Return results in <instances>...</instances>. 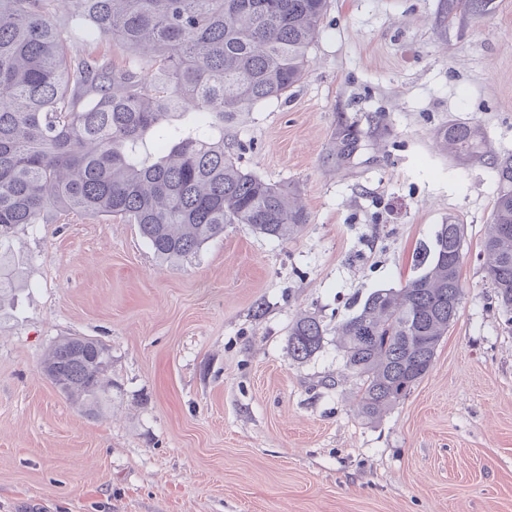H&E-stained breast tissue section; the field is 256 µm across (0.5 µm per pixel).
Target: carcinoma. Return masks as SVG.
<instances>
[{
  "mask_svg": "<svg viewBox=\"0 0 512 512\" xmlns=\"http://www.w3.org/2000/svg\"><path fill=\"white\" fill-rule=\"evenodd\" d=\"M327 0H0V300L15 287L19 229L68 212L138 227L154 255L185 259L246 224L287 241L307 222L287 192L243 169L224 145V119L288 97L304 79ZM112 42L121 54L88 47ZM497 182L482 241L485 278L512 324V154L484 149L475 125L441 134ZM154 146V156L145 153ZM353 132L334 150L348 160ZM465 225L440 224L421 271L370 292L336 324L342 372L360 382L358 414L374 421L432 366L457 318ZM311 314L288 331L306 362L326 343ZM111 349L64 336L42 368L90 416L112 399Z\"/></svg>",
  "mask_w": 512,
  "mask_h": 512,
  "instance_id": "cac0c4a2",
  "label": "carcinoma"
}]
</instances>
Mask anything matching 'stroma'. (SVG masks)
Listing matches in <instances>:
<instances>
[{"label":"stroma","instance_id":"stroma-1","mask_svg":"<svg viewBox=\"0 0 512 512\" xmlns=\"http://www.w3.org/2000/svg\"><path fill=\"white\" fill-rule=\"evenodd\" d=\"M304 81L224 123L239 162L299 195L274 241L244 224L164 262L136 225L72 213L19 234L0 303V512H512V325L481 241L496 194L437 146L480 127L512 153V0H330ZM359 147L335 165L344 130ZM465 226L462 300L429 372L373 422L333 343L288 356L298 313L328 329L401 288L439 224ZM64 336L110 346L91 418L41 368Z\"/></svg>","mask_w":512,"mask_h":512}]
</instances>
